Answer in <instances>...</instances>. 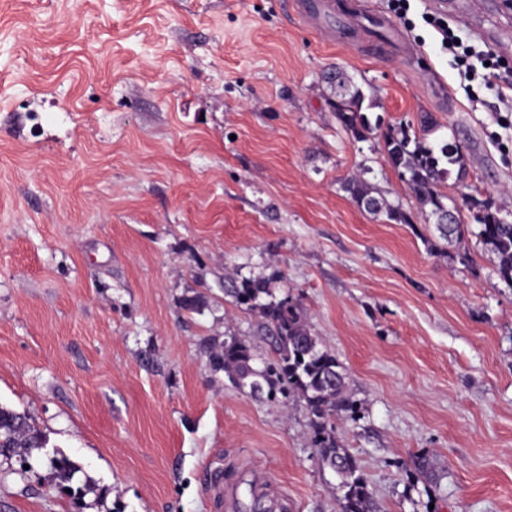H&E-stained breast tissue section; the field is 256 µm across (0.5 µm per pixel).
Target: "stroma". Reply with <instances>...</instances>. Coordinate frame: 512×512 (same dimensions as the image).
<instances>
[{"instance_id":"1","label":"stroma","mask_w":512,"mask_h":512,"mask_svg":"<svg viewBox=\"0 0 512 512\" xmlns=\"http://www.w3.org/2000/svg\"><path fill=\"white\" fill-rule=\"evenodd\" d=\"M0 0V405L45 439L0 456V512H242L253 472L288 512H341L304 404L214 370L245 340L225 290L269 279L307 311L360 405L336 438L381 512H512V286L474 233L440 247L377 135L339 122L342 69L385 124L469 157L443 191L512 212V122L466 89L410 0ZM407 222L359 208L360 170ZM205 302L192 313L186 297ZM79 467L83 509L44 458ZM433 455L441 478L403 466Z\"/></svg>"}]
</instances>
